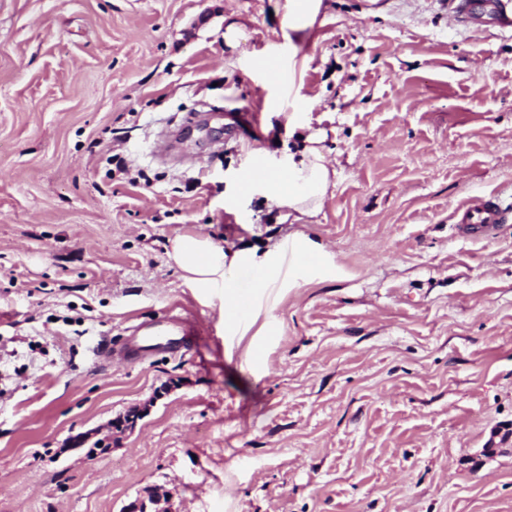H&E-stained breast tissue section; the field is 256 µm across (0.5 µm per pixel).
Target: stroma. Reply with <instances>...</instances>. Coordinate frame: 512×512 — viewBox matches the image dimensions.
<instances>
[{
  "label": "stroma",
  "instance_id": "stroma-1",
  "mask_svg": "<svg viewBox=\"0 0 512 512\" xmlns=\"http://www.w3.org/2000/svg\"><path fill=\"white\" fill-rule=\"evenodd\" d=\"M484 2L322 0L286 38L288 0H0V512H512V441L485 451L512 427V218L454 228L512 201V0ZM292 116L338 172L300 226L238 189L255 150L287 167ZM299 231L329 263L261 338L168 256ZM145 322L199 334L94 361ZM504 212L500 203L492 198L481 199L478 202L470 201L465 206L457 209L459 223L458 231L470 238L489 236L495 231Z\"/></svg>",
  "mask_w": 512,
  "mask_h": 512
}]
</instances>
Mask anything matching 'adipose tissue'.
Here are the masks:
<instances>
[{
  "instance_id": "adipose-tissue-1",
  "label": "adipose tissue",
  "mask_w": 512,
  "mask_h": 512,
  "mask_svg": "<svg viewBox=\"0 0 512 512\" xmlns=\"http://www.w3.org/2000/svg\"><path fill=\"white\" fill-rule=\"evenodd\" d=\"M259 184L271 205L287 208L289 216L298 222L321 212L336 186V170L329 165L320 138L310 134L298 153L289 154L285 171L268 170ZM169 256L190 285L223 289L224 327L234 336L247 335L257 323L263 334H270L275 318L263 316L262 300L270 296L283 276L304 271L310 263L320 264L325 259L321 246L301 233L288 243L270 245L260 256L244 249L228 253L209 239L180 234L171 240ZM246 265L256 267L259 278L254 288L255 303L248 315L240 317L236 314L237 290L229 274Z\"/></svg>"
}]
</instances>
